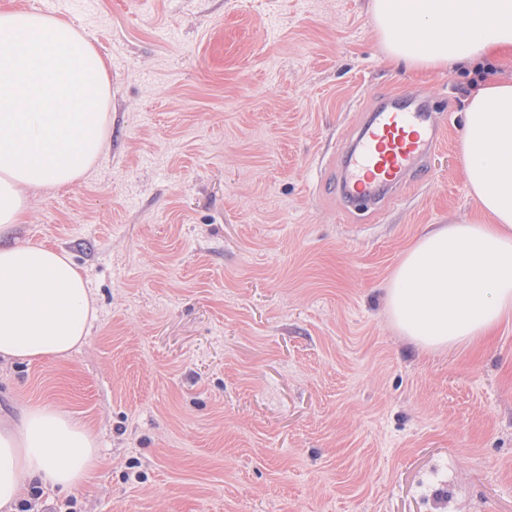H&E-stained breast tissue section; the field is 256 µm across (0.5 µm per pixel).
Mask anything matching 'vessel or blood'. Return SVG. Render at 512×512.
I'll use <instances>...</instances> for the list:
<instances>
[{
    "label": "vessel or blood",
    "instance_id": "1",
    "mask_svg": "<svg viewBox=\"0 0 512 512\" xmlns=\"http://www.w3.org/2000/svg\"><path fill=\"white\" fill-rule=\"evenodd\" d=\"M445 126L443 109L426 99L377 107L342 158L338 181L342 201L381 214L404 185L431 176L430 161L442 144Z\"/></svg>",
    "mask_w": 512,
    "mask_h": 512
}]
</instances>
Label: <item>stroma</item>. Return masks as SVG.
Listing matches in <instances>:
<instances>
[{"label": "stroma", "mask_w": 512, "mask_h": 512, "mask_svg": "<svg viewBox=\"0 0 512 512\" xmlns=\"http://www.w3.org/2000/svg\"><path fill=\"white\" fill-rule=\"evenodd\" d=\"M370 0H0L80 26L112 89L92 172L35 192L20 240L96 300L65 359H0V414L65 405L89 484L34 512H512V321L455 354L402 336L386 288L430 224L478 205L464 112L512 64L390 62ZM447 107L431 179L371 223L325 195L361 113Z\"/></svg>", "instance_id": "35a3bbf8"}]
</instances>
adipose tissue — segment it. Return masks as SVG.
<instances>
[{
  "mask_svg": "<svg viewBox=\"0 0 512 512\" xmlns=\"http://www.w3.org/2000/svg\"><path fill=\"white\" fill-rule=\"evenodd\" d=\"M373 26L391 60L421 70L512 55V0H372ZM106 64L71 22L0 10V358L34 363L81 347L97 308L61 249L14 233L38 190L83 178L108 137ZM460 158L479 214L423 233L386 290L392 324L418 346L457 351L512 318V83L470 98ZM100 462L84 419L27 402L0 420V512L28 485L66 492Z\"/></svg>",
  "mask_w": 512,
  "mask_h": 512,
  "instance_id": "ef3b65f1",
  "label": "adipose tissue"
}]
</instances>
